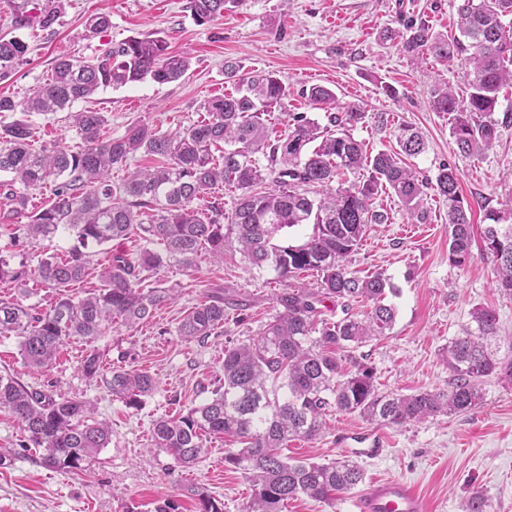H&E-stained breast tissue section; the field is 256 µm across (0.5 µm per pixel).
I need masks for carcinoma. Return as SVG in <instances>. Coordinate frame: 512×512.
Instances as JSON below:
<instances>
[{"instance_id":"carcinoma-1","label":"carcinoma","mask_w":512,"mask_h":512,"mask_svg":"<svg viewBox=\"0 0 512 512\" xmlns=\"http://www.w3.org/2000/svg\"><path fill=\"white\" fill-rule=\"evenodd\" d=\"M227 0H187L200 25L224 14ZM61 0H18L15 27L50 29L59 18ZM512 15V0H462L452 38L434 34L420 24L403 42L409 53H430L445 62L461 60L467 69L469 95L455 96L451 87L431 92V107L451 112V136L464 157L481 156L497 138L490 120L501 89L512 85V36L502 18ZM110 26L104 14L85 20L93 35ZM28 45L20 38L0 36V74L26 59ZM189 59L168 51L162 37H131L105 48L92 60L61 53L47 82L23 100L0 96V194L11 212L26 219L16 226L15 240L30 247L52 241L68 230L75 242L60 256L46 252L35 267L17 255L0 252V282L14 283L28 294L29 285L66 288L84 279L93 264L89 248L136 238L130 251L110 255L102 266L103 287L74 299L58 294L45 309L17 299H0V335L20 338L23 361L36 371L56 363L66 340L91 342L120 319L126 324L149 322L175 288L141 283L165 264L190 268L205 252L218 262L240 256L250 269L290 280L314 271L317 287H293L282 293V311L247 343L224 350V386L213 397L178 417L161 418L153 428L155 446L178 464L191 467L205 453L203 437H231L224 462L247 475L255 492L244 512H284L288 501L304 495L331 504L339 493L356 489L363 472L351 460L307 462L282 454L288 442L314 440L325 432L327 412L357 413L370 422L403 426L439 414H460L480 406L481 384L493 375H512V336L499 335L498 316L477 307L463 334L448 342L450 377L444 391L403 395L378 390L374 371L355 350L390 329L393 305L384 303L397 292L383 272L360 277L349 270L369 224L384 220L375 210L380 192L394 194L408 216L419 219L428 191L446 204L448 259L463 269L471 261L474 239L472 207L464 204L457 168L440 166L435 179L422 177L403 157L424 152L422 135L408 125L399 127L397 151L371 153L350 128L363 118L353 104L339 103L336 93L314 86L305 91L310 102L328 112L325 126L303 113L288 114L287 127L274 130L272 109L288 105V87L272 72L245 73L232 60L224 62V79L233 91L203 103L204 117L175 133L145 124L130 125L120 138L105 139L106 116L75 103L90 99L101 88H118L146 78L158 84L180 79ZM69 110L77 149L57 143L34 147V114ZM219 152L214 157L213 152ZM159 156L153 167L129 171L120 183L110 180L112 168L124 166L137 154ZM356 176L344 185L340 177ZM52 186L53 198L39 209H28L29 194ZM239 191L226 214L211 205V216L193 208L224 187ZM483 250L495 262L498 288L512 294V224L504 212L484 209ZM312 225L298 245L278 240L286 229ZM162 246L158 252L153 245ZM336 300L344 317H323L319 305ZM372 303L364 317L354 305ZM244 299L219 292L195 304L177 331L187 340H203L220 325L228 311L243 312ZM103 358L95 351L81 361L87 380H102L113 397L139 404L157 388L148 371L114 367L102 373ZM0 410L11 412L26 433L27 448L39 450L40 463L60 472L86 469L111 436L107 420L94 417L95 406L45 387L29 385L8 372L0 373ZM198 512H222L206 488L188 489ZM488 498L477 491L460 512H487Z\"/></svg>"}]
</instances>
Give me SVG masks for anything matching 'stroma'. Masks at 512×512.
<instances>
[{
    "mask_svg": "<svg viewBox=\"0 0 512 512\" xmlns=\"http://www.w3.org/2000/svg\"><path fill=\"white\" fill-rule=\"evenodd\" d=\"M187 0H64V9L46 31L14 26L11 0H0V35L17 36L29 46L27 60L0 77V95L22 100L42 85L57 50L80 60L96 57L102 45L132 36L165 38L171 51L187 57L191 67L180 80L158 84L146 79L121 88H104L90 105L105 113L103 135L122 137L130 124L141 123L175 132L198 120L204 100L223 94L224 62L233 59L244 71L275 72L287 86V110H274L277 128L288 115L303 112L323 120L301 95L322 85L343 103L357 105L365 117L352 133L372 151L392 150L402 125L420 131L424 153L409 158L411 167L435 176L445 164L458 168L465 201L482 198L486 206L504 209L512 201V88L504 89L492 114L500 123L492 148L480 157L459 155L450 135L453 116L434 111L430 91L449 83L466 97L467 77L458 63L425 54L404 52L400 34L419 23L434 32L454 35L459 0H234L222 18L197 24ZM106 12L111 27L88 36L87 15ZM385 124H378V117ZM386 219L371 224L350 268L359 276L375 271L391 276L398 289L388 302L396 318L384 336L360 347L372 367L380 391L411 394L448 387L444 350L461 335L470 313L494 307L500 332L512 335V295L495 282V263L475 242L465 269L448 260L446 208L428 196L423 220L410 219L399 200L381 194L374 203ZM176 286L146 324L114 322L102 336L87 342L73 338L61 347L54 368L36 374L24 364L19 340L0 336V372L32 385H53L57 392L92 401L96 416L108 420L112 435L83 471L63 473L38 462L35 449L25 447V433L10 413L0 411V512H150L168 500L177 512H198L189 495L205 487L223 512H243L253 494L251 481L225 466L229 444L206 442L207 452L193 467H181L155 449L153 425L162 417L186 413L211 399L224 382L226 347L255 338L280 306L285 281L251 271L240 260L213 262L201 255L194 268L162 267L156 282ZM229 291L246 299L243 318L229 316L202 341L178 336L176 326L188 310L208 295ZM101 353L105 370L116 366L149 371L156 390L137 406L112 397L102 382L86 381L78 371L90 350ZM480 407L461 414L405 426H382L355 413L331 411L325 433L312 441L289 442L287 454L297 459L328 462L347 457L336 442L340 433L367 431L381 435L387 448L376 458H359L365 481L399 478L415 485L428 512H459L463 497L479 491L488 496L491 512H512V381L491 376L483 385Z\"/></svg>",
    "mask_w": 512,
    "mask_h": 512,
    "instance_id": "stroma-1",
    "label": "stroma"
}]
</instances>
